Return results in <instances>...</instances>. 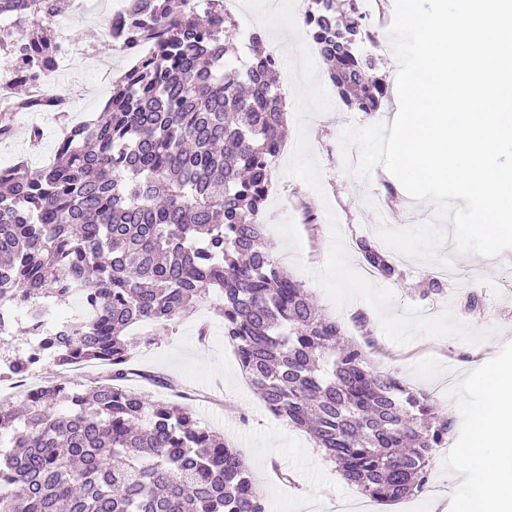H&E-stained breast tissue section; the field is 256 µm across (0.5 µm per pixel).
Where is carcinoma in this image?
I'll use <instances>...</instances> for the list:
<instances>
[{"mask_svg": "<svg viewBox=\"0 0 512 512\" xmlns=\"http://www.w3.org/2000/svg\"><path fill=\"white\" fill-rule=\"evenodd\" d=\"M55 0H0L15 24L49 26ZM128 35L153 51L112 83L94 122L57 148L64 158L0 174V299L28 310L40 332L44 306L82 292L93 316L42 336L39 352L1 356L0 379L21 380L43 354L70 368L100 363L106 382L88 395L46 382L24 395L26 414L0 404V512H266L263 491L240 453L201 424L178 383L176 399H148L128 387L141 322L169 325L210 290L224 293V338L268 409L310 434L363 495L392 502L419 495L433 453L455 434L453 417H432L427 394L370 366L368 317L342 326L303 285L282 275L263 234L266 172L282 146L283 94L277 60L258 33L253 62L235 53L224 0L174 16L167 0H131ZM345 105L370 114L388 97L361 55L359 0H313L304 17ZM58 42L11 39L46 66ZM366 266L391 280V256L356 241Z\"/></svg>", "mask_w": 512, "mask_h": 512, "instance_id": "carcinoma-1", "label": "carcinoma"}]
</instances>
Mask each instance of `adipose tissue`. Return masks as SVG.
Segmentation results:
<instances>
[{"label": "adipose tissue", "instance_id": "ef3b65f1", "mask_svg": "<svg viewBox=\"0 0 512 512\" xmlns=\"http://www.w3.org/2000/svg\"><path fill=\"white\" fill-rule=\"evenodd\" d=\"M483 385L472 439L457 454L470 486L457 512H512V448L504 444L512 436V371L489 372Z\"/></svg>", "mask_w": 512, "mask_h": 512}]
</instances>
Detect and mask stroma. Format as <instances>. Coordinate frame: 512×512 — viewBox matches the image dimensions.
<instances>
[{
    "instance_id": "1",
    "label": "stroma",
    "mask_w": 512,
    "mask_h": 512,
    "mask_svg": "<svg viewBox=\"0 0 512 512\" xmlns=\"http://www.w3.org/2000/svg\"><path fill=\"white\" fill-rule=\"evenodd\" d=\"M234 21L237 51L231 59L232 66H248L251 52L247 35L253 29H261L266 42L278 48L279 85L287 106H295L296 90L289 61L296 54V38L285 31L275 33L260 28L244 8L239 9ZM53 35L58 40L65 36L77 40L89 54L90 66L66 76L60 88L76 108L83 110L85 120H93L111 93L110 87L96 81V64L111 63L112 74L117 77L129 68L130 62L99 37L96 21L82 20L68 31L54 30ZM327 93L331 110L309 116L302 124L296 117H289L283 142L285 155H292L299 129H306L312 154L322 171V191L313 190L298 178H289L287 203L281 208L266 203L261 222L268 229L283 226V234L272 245L278 264L302 282L319 307L341 323L346 337L355 342L359 335L353 326L354 315L362 312L374 321L377 313L360 300L337 307L312 276L313 271L324 265L331 246L327 211H334L337 216L348 262L361 273L365 267L354 248L355 239L379 238L378 225L370 221L368 200L373 193L388 192L389 225L396 229L417 225L418 214H433L435 207L432 202L412 198L400 180L383 167H375L366 182L343 169L340 135L347 108L335 88H328ZM0 126L11 133L10 139L0 143L8 149L10 164L25 162L40 167L54 159L57 137L56 123L51 117L31 114L21 120L7 110L0 113ZM298 204L313 210L319 217L318 223H296L292 210ZM446 265L454 267L459 285L438 299L419 294V285ZM399 268V279H372L373 284H385L393 290L395 311L409 306L417 307L426 316L434 310L448 311L457 321L488 332L489 337L470 344L455 337L420 336L410 343L398 344L383 331H376L378 344L368 352L372 368L393 374L411 388L430 394L437 411L456 417L460 425L447 447L436 449L433 455L430 480L444 484L445 493L436 496L427 490L406 503L378 502L373 512H453L456 496L468 491L467 478L456 465L454 451L470 442L473 415L485 400L481 377L489 369H512V250L492 258L462 255L453 240L448 239L438 247L435 259L411 257L400 263ZM471 293L478 295L479 305L469 312L465 303ZM223 303L221 294L210 293L198 305V321L183 319L155 326L154 343L135 351L137 364L141 370L203 391V398L193 403L195 413L203 424L223 433L225 440L237 448L266 496L268 512H329L334 501L357 495V488L342 478L335 464L322 449L316 448L308 434L265 408L243 377L234 347L224 338L220 315ZM102 374V367L96 365L62 369L48 363L39 374L23 381L0 382V392L10 393L11 404L16 405L28 388L44 380L83 391ZM279 468L291 473L292 483L277 478L275 471Z\"/></svg>"
}]
</instances>
